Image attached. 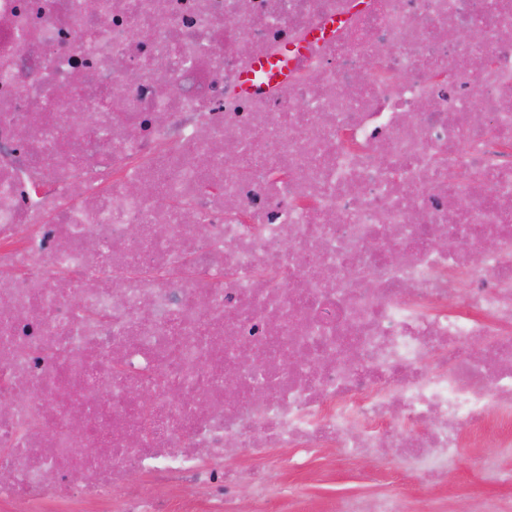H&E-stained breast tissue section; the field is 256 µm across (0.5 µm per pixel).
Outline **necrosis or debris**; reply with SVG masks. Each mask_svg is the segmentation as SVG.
<instances>
[{
	"instance_id": "obj_1",
	"label": "necrosis or debris",
	"mask_w": 512,
	"mask_h": 512,
	"mask_svg": "<svg viewBox=\"0 0 512 512\" xmlns=\"http://www.w3.org/2000/svg\"><path fill=\"white\" fill-rule=\"evenodd\" d=\"M505 29L512 0H0V512H239L244 482L300 512L275 448H393L424 492L473 448L512 487L482 453H512ZM279 60L270 59L267 61L259 62L253 71L247 72L243 75L240 84V91L242 93L251 94L263 88L267 84H272L287 73V70L280 66ZM260 79L266 82H261Z\"/></svg>"
}]
</instances>
